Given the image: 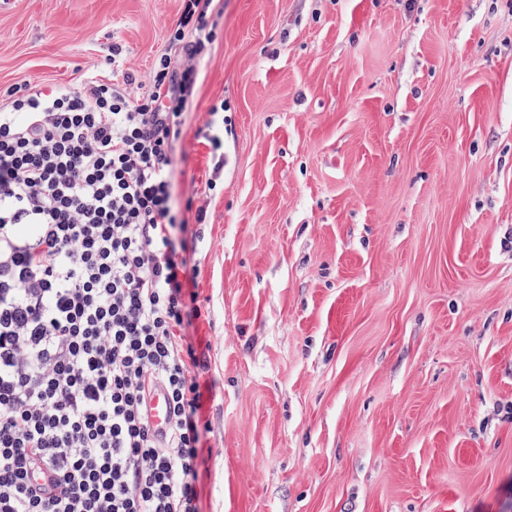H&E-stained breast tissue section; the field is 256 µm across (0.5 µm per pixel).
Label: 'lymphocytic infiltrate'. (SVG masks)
I'll list each match as a JSON object with an SVG mask.
<instances>
[{
    "instance_id": "obj_1",
    "label": "lymphocytic infiltrate",
    "mask_w": 512,
    "mask_h": 512,
    "mask_svg": "<svg viewBox=\"0 0 512 512\" xmlns=\"http://www.w3.org/2000/svg\"><path fill=\"white\" fill-rule=\"evenodd\" d=\"M183 0L185 56L139 98L96 77L6 90L0 107V512H200V316L172 151L213 39ZM163 387L169 427L147 397ZM55 477L33 488L30 472Z\"/></svg>"
}]
</instances>
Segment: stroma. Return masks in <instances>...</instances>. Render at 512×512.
I'll list each match as a JSON object with an SVG mask.
<instances>
[{
	"mask_svg": "<svg viewBox=\"0 0 512 512\" xmlns=\"http://www.w3.org/2000/svg\"><path fill=\"white\" fill-rule=\"evenodd\" d=\"M182 5L5 0L0 86L110 77L116 44L147 80ZM215 10L172 156L201 512H512V0Z\"/></svg>",
	"mask_w": 512,
	"mask_h": 512,
	"instance_id": "1",
	"label": "stroma"
}]
</instances>
